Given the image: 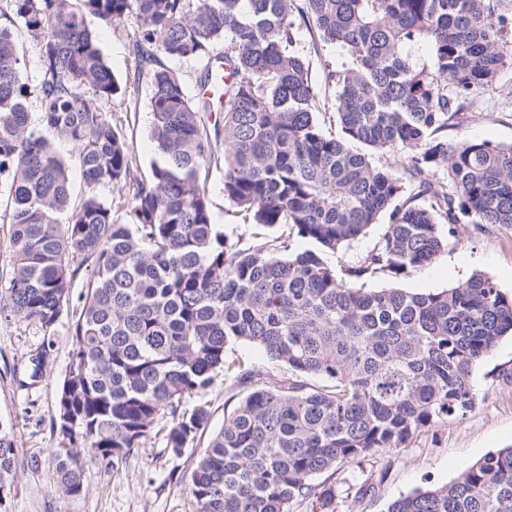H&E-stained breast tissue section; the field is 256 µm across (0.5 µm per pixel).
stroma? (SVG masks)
I'll return each mask as SVG.
<instances>
[{"instance_id":"35a3bbf8","label":"stroma","mask_w":512,"mask_h":512,"mask_svg":"<svg viewBox=\"0 0 512 512\" xmlns=\"http://www.w3.org/2000/svg\"><path fill=\"white\" fill-rule=\"evenodd\" d=\"M95 32L115 78L126 87L125 95L112 103V118L136 155V175H147L156 156L149 136L147 89L129 84L133 56L125 35L101 26ZM297 49L309 63L310 79L319 93L322 110L331 111L335 85L329 73L344 62V54L340 49L323 46L305 29L298 35ZM461 140L512 144V66L504 68L492 85L476 95L463 126L449 131V143ZM207 186L213 222L223 231L225 241L231 245L254 243V225L243 223L224 199L222 168L209 170ZM477 271L493 276L505 296L512 298V225H457L447 248L430 264L402 277L370 278L365 285H392L412 293H431L465 282ZM84 282V276H77L70 305L64 308L49 338H42L17 319L0 318V424L10 430L19 450L7 510L198 512L189 485L194 462L248 392L232 372L218 375L203 394L209 408L208 424L181 453L167 450L163 440L152 435L118 468L88 464L80 496H64L55 483V453L60 438L54 421L60 386L74 349L72 308L79 303ZM45 340L50 343V353L44 376L36 384H28L30 360ZM231 356L243 369L260 374L265 381L295 377L286 365L248 343L235 345ZM471 381L475 405L470 411L424 428L400 451L339 465L315 475L314 484L335 489L334 512H386L397 497L444 485L485 454L511 446V336L503 337L475 365ZM369 484L374 485V493L359 495V487Z\"/></svg>"}]
</instances>
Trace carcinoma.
I'll return each mask as SVG.
<instances>
[{"instance_id": "1", "label": "carcinoma", "mask_w": 512, "mask_h": 512, "mask_svg": "<svg viewBox=\"0 0 512 512\" xmlns=\"http://www.w3.org/2000/svg\"><path fill=\"white\" fill-rule=\"evenodd\" d=\"M94 21L125 34L132 84L147 81L158 158L145 177L133 175L136 158L112 124L120 87ZM303 26L345 52L334 75L340 137L317 117L295 50ZM19 29L38 50L34 75ZM170 60L200 66L198 87L218 82V96L189 95ZM507 64L512 0H3L0 193L14 262L0 316L50 334L86 272L55 419L62 494L80 495L87 463L115 468L153 433L174 454L192 443L209 410L182 405L240 342L330 386L254 387L194 464L200 512H289L297 499L329 512L334 495L313 476L406 448L469 411L475 364L512 334V300L495 279L478 272L435 293L366 289L344 284L325 256L386 210L390 224L354 268L358 279L431 263L457 224H512V145L448 144ZM56 139L73 146L89 186L75 210ZM373 152L408 153L429 204L404 197ZM217 165L229 204L286 233L226 244L203 177ZM435 168L446 171L436 187ZM100 186L116 192L111 201ZM294 236L313 248L292 252ZM17 460L0 425V489L11 488ZM387 512H512V448Z\"/></svg>"}]
</instances>
